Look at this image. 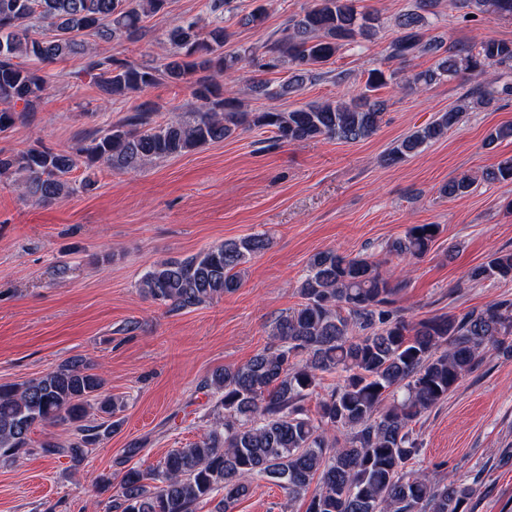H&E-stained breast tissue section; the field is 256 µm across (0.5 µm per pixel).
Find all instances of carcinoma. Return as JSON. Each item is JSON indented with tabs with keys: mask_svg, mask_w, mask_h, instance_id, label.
<instances>
[{
	"mask_svg": "<svg viewBox=\"0 0 512 512\" xmlns=\"http://www.w3.org/2000/svg\"><path fill=\"white\" fill-rule=\"evenodd\" d=\"M437 0H418L420 12L397 21L389 57L405 60L420 50L438 57L436 66L406 79L427 87L460 71L477 76L487 66L512 67V42L481 40L444 47L425 41L421 29ZM457 9L476 8L512 15V0H448ZM168 0H0V130L25 122L47 94L40 71L23 63H53L85 57L83 73L105 102L127 99L166 80L191 88L199 102L190 112L165 121L142 104L123 119L100 127L66 151L34 144L16 154H0V178L13 179L35 204L95 188L91 176L76 182L71 173L104 165L135 172L149 163L220 142L237 130L267 128L275 141L294 144L318 137L355 143L380 127L385 104L371 92L397 79L395 70L368 71L365 92L348 101H325L282 111L250 112L232 89L240 64L249 60L252 93L276 100L297 91L344 46L374 35L375 17L358 10L357 0H313L297 18L287 19L279 36L258 55L251 48L224 52L227 33L214 24L177 25L168 33L173 52L161 64L135 63L102 55L87 36L109 42L138 39L146 19L166 11ZM37 19L54 35L38 38ZM276 69L288 78L275 87L264 74ZM512 86L480 84L476 104L490 106ZM463 109H451L405 137L385 158L387 165L417 153L459 124ZM491 182H512V158L485 173ZM470 178L442 186L448 198L467 194ZM441 233L438 224H412L389 246L411 262L425 257ZM263 234L228 239L183 259L153 265L141 281L151 300L179 311L202 305L239 288L241 268L269 248ZM471 282L512 279V251H498L471 268ZM402 283L383 275L361 256L334 249L314 253L299 287L303 302L279 316L272 344L246 364L222 368L203 387L215 398L216 417L199 439L172 450L155 467L130 468L111 496V512H196L215 502L212 512H232L253 483L270 480L290 499H307L306 512H468L477 480L450 477L432 481L409 468L419 455L410 424L444 401L491 348L512 358V300L491 302L462 315L441 314L416 322L394 308ZM339 380L311 416L304 401L321 385L322 374ZM104 379L80 359L69 360L21 384H0V459L26 453L38 424L75 425L77 438L64 446L45 440L47 457L81 460L85 449L113 432L123 402L103 392ZM102 422L87 424L90 402Z\"/></svg>",
	"mask_w": 512,
	"mask_h": 512,
	"instance_id": "1",
	"label": "carcinoma"
}]
</instances>
